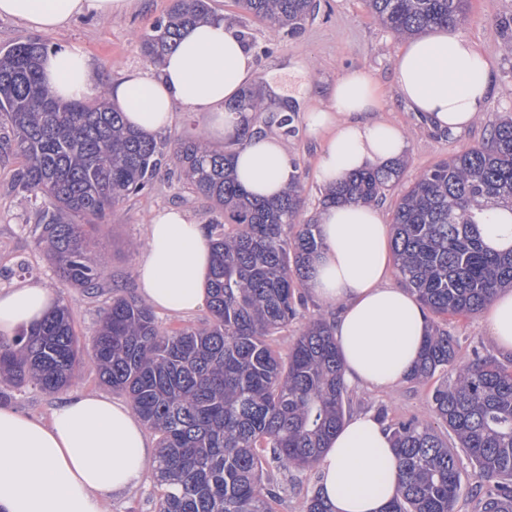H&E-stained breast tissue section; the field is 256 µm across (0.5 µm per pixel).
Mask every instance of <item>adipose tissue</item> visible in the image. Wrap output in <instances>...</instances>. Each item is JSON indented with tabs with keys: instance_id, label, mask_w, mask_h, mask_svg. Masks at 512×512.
<instances>
[{
	"instance_id": "adipose-tissue-1",
	"label": "adipose tissue",
	"mask_w": 512,
	"mask_h": 512,
	"mask_svg": "<svg viewBox=\"0 0 512 512\" xmlns=\"http://www.w3.org/2000/svg\"><path fill=\"white\" fill-rule=\"evenodd\" d=\"M135 0H0V16L53 32L79 17L120 16ZM255 75L252 50L238 30L204 20L183 30L160 67L103 78L81 48L48 53L42 76L64 100L105 92L127 126L145 135L167 130L175 109L205 112L208 133L234 142L237 179L255 197L273 199L295 170L283 140L256 134L236 145V115L225 112ZM492 68L461 30L436 28L409 39L394 64L400 99L430 125L467 130L484 112ZM375 81L349 70L302 115L313 135L327 133L316 178L331 187L351 173L381 168L406 154L403 130L374 120ZM322 248L309 281L313 295L336 307L333 333L346 384L391 387L413 368L426 332L416 298L390 282V230L375 205L345 203L318 212ZM212 244L201 224L176 208L152 215L139 267L140 293L152 307L183 315L207 306ZM57 303L41 282L0 291V334L39 322ZM485 320L503 352H512V290L487 306ZM156 455L146 429L126 405L103 395L74 394L49 421L0 407V512H105L104 503L138 486ZM390 435L369 413L347 417L318 462V490L332 512H383L398 493Z\"/></svg>"
}]
</instances>
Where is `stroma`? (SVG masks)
<instances>
[{
	"label": "stroma",
	"mask_w": 512,
	"mask_h": 512,
	"mask_svg": "<svg viewBox=\"0 0 512 512\" xmlns=\"http://www.w3.org/2000/svg\"><path fill=\"white\" fill-rule=\"evenodd\" d=\"M171 3L172 0H136L132 11L125 15L106 20L79 19L52 33H40L18 20L0 17V49L26 38H37L52 46L77 45L91 55L102 74L117 77L125 70L145 67L139 36L156 19L165 16ZM214 6L223 13L225 23L243 32L252 48L255 84L269 89L271 75L300 65L314 88L312 94L301 93L294 98L272 96L271 108L249 118L251 128L276 133L283 113H290L294 132L288 136L287 146L304 184L303 219L313 217L324 188L315 178L322 141L307 132L301 115L346 70L362 68L372 75L383 95L379 119L403 129L410 142L402 181L377 204L387 224L392 221L396 200L417 176L438 161L481 142L491 122L512 116V54L506 51L512 33L501 25L502 20L512 17V0H470L463 31L487 56L493 71V91L479 121L456 135L431 128L400 100L393 82V67L404 41L368 12L364 0H317L314 15L295 34L275 43L271 42L266 26L240 10L234 0H214ZM17 166L13 156H0V289L14 287L29 278L43 282L57 298L66 301L86 348L92 345L101 309L112 297L139 291V266L146 253L147 226L152 214L175 207L201 224L210 217L208 204L190 193L177 173L161 170L151 193L129 197L120 204L117 218L97 229L98 247L108 258L104 290L91 294L79 288H64L35 245L34 206L11 186ZM446 324L458 342L460 359L476 353L500 357L482 314L450 317ZM434 387L431 381H404L386 389L352 387L348 390V411L369 412L389 421L415 418L431 424L435 421L431 407ZM271 473L279 485L274 512H304L307 498L317 490V469L299 471L277 466ZM154 486V472L146 471L131 493L107 500L106 512H158Z\"/></svg>",
	"instance_id": "35a3bbf8"
}]
</instances>
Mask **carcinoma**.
Here are the masks:
<instances>
[{
    "mask_svg": "<svg viewBox=\"0 0 512 512\" xmlns=\"http://www.w3.org/2000/svg\"><path fill=\"white\" fill-rule=\"evenodd\" d=\"M281 38L314 9V0H236ZM392 33L409 36L462 26L469 0H365ZM218 13L211 0H173L140 35L145 60L158 67L181 30ZM48 46L21 40L0 50V144L19 160L13 185L37 211L36 246L67 288L102 286L106 260L92 258L98 223L132 195L150 192L174 166L188 188L224 212L205 224L213 238L209 317L168 331L132 296L102 309L90 359L102 384L125 395L158 444L159 512H273L267 467H313L344 423L347 386L332 323L311 320L288 349L272 336L302 303L300 288L322 247L318 225L303 222V182L295 176L275 200L257 199L232 176V153L203 137L169 142L143 135L109 108L100 92L58 100L43 82ZM265 108L258 86L224 107L241 117ZM404 173L351 174L324 204L375 203ZM512 208V118L491 124L486 141L425 170L397 201L392 246L401 280L434 316L480 311L512 286V250L490 249L477 215ZM83 348L64 301L11 340L0 339V377L21 391L59 392L76 379ZM438 379L431 401L437 424L455 445L417 420L386 426L396 450L399 493L385 512H455L461 492L458 451L485 485L481 512H512V359L479 354L458 360L457 342L431 323L409 380Z\"/></svg>",
    "mask_w": 512,
    "mask_h": 512,
    "instance_id": "1",
    "label": "carcinoma"
}]
</instances>
